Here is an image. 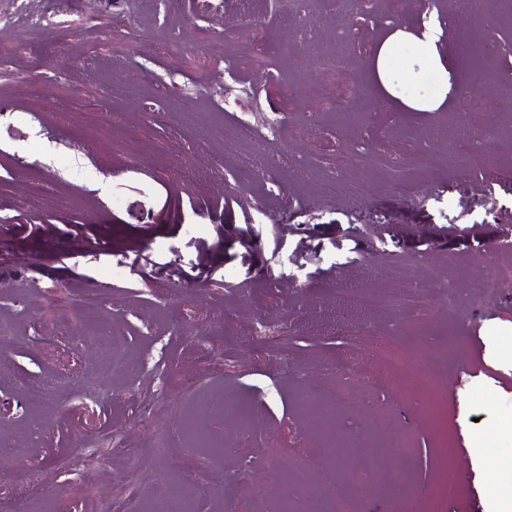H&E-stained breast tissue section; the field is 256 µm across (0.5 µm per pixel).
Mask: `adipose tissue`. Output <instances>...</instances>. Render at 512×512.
<instances>
[{"label": "adipose tissue", "instance_id": "adipose-tissue-1", "mask_svg": "<svg viewBox=\"0 0 512 512\" xmlns=\"http://www.w3.org/2000/svg\"><path fill=\"white\" fill-rule=\"evenodd\" d=\"M442 34L439 21L424 24L423 28L413 31L405 27L394 28L388 36L375 48L373 71L380 92L385 98L397 97V75L392 65L391 51L394 45L408 43L414 46L416 54L414 65L427 68L438 76V89L434 95L405 99L406 108L415 112H435L445 102L451 84L452 72L443 63L438 51V43Z\"/></svg>", "mask_w": 512, "mask_h": 512}]
</instances>
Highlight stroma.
<instances>
[{
	"label": "stroma",
	"instance_id": "obj_1",
	"mask_svg": "<svg viewBox=\"0 0 512 512\" xmlns=\"http://www.w3.org/2000/svg\"><path fill=\"white\" fill-rule=\"evenodd\" d=\"M47 11L53 24L29 25L27 13ZM27 13L0 0V109L15 112L0 122V344L9 347L0 497L21 512H99L120 474L150 510L191 474L206 489L192 512H273L281 492L265 484L266 469L326 466L314 407L337 381L351 394L333 410L348 465L400 473L391 489L352 487L359 512H491L511 502L512 288L484 299L480 259H512L497 249L512 238V107L499 94L512 57L464 46L478 26L470 13L402 0L369 17L352 35L348 114L327 111L337 89L321 85L310 57L280 51L312 27L319 48L334 51L332 0L278 14L267 0H84L78 13L69 0H28ZM116 13L127 20L118 31ZM434 17L465 98L409 112L378 94L368 65L391 27ZM228 30L271 53L231 76L192 52L200 41L220 51ZM63 96L72 111L55 110ZM461 130L497 161L494 176L447 163ZM346 148L363 166L338 195H320L289 167ZM386 155L424 161L415 203L398 202L379 167ZM36 180L44 192L32 201ZM416 258L419 279H389V266ZM443 278L465 306L443 307L434 287ZM383 286L424 291L421 315L340 318L343 289ZM88 292L100 306L74 309ZM360 324L369 335L354 336ZM285 330L294 340L283 357L273 344ZM115 346L133 358V375H102ZM392 348L413 352V368L388 369ZM339 357L343 373L326 372ZM52 376L68 391L30 404L23 381ZM194 380L223 388V417L191 396ZM190 420L230 448L189 446ZM396 430L418 456L391 447ZM77 460L96 470L95 483H81ZM25 465L51 473L28 497L18 494ZM452 468L461 493L451 499L438 487Z\"/></svg>",
	"mask_w": 512,
	"mask_h": 512
}]
</instances>
